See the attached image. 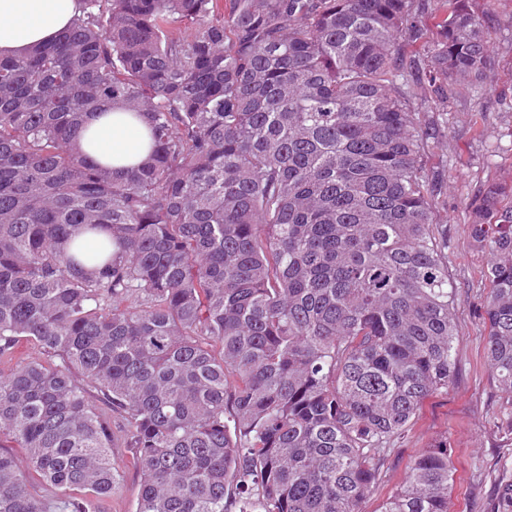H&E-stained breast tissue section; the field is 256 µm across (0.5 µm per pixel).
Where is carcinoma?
<instances>
[{"label": "carcinoma", "instance_id": "carcinoma-1", "mask_svg": "<svg viewBox=\"0 0 512 512\" xmlns=\"http://www.w3.org/2000/svg\"><path fill=\"white\" fill-rule=\"evenodd\" d=\"M82 0L54 42L0 59V512H50L30 473L102 512H361L393 439L456 375L448 238L398 87L436 105L488 62L485 15L442 0ZM148 119L126 172L85 115ZM512 184L470 204L488 252L485 357L512 392ZM101 399L119 419L103 416ZM437 441L382 512H448ZM126 448H112V460L121 475L119 487L105 500V512H134L140 492L141 476L129 462Z\"/></svg>", "mask_w": 512, "mask_h": 512}]
</instances>
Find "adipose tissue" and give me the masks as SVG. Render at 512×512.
<instances>
[{"mask_svg":"<svg viewBox=\"0 0 512 512\" xmlns=\"http://www.w3.org/2000/svg\"><path fill=\"white\" fill-rule=\"evenodd\" d=\"M81 0H0V58L29 53L55 39L81 13ZM85 153L121 170L142 164L150 152L146 117H130L111 105L86 118L79 132Z\"/></svg>","mask_w":512,"mask_h":512,"instance_id":"adipose-tissue-1","label":"adipose tissue"}]
</instances>
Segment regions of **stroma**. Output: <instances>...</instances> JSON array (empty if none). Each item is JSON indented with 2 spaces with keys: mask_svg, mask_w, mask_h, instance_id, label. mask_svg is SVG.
<instances>
[{
  "mask_svg": "<svg viewBox=\"0 0 512 512\" xmlns=\"http://www.w3.org/2000/svg\"><path fill=\"white\" fill-rule=\"evenodd\" d=\"M472 6L489 13L486 80L439 108L419 88L409 87L407 95L411 111L422 113L434 131L421 164L437 189L436 217L448 231V279L460 297L456 377L448 391L422 402L414 426L393 442L363 512H381L410 460L440 439L447 440L456 468L450 512H512V395L501 390L484 357L489 256L469 236L467 209L489 180H512V0H472ZM129 457L127 449L112 451L121 481L104 512H135L141 476Z\"/></svg>",
  "mask_w": 512,
  "mask_h": 512,
  "instance_id": "35a3bbf8",
  "label": "stroma"
}]
</instances>
